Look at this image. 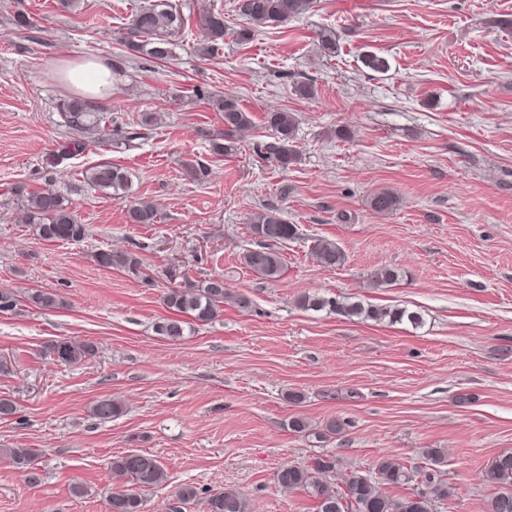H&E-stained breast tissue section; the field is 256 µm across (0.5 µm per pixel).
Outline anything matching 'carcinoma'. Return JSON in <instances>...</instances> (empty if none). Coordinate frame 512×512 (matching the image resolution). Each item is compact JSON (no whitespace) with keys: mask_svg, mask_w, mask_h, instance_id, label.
I'll return each mask as SVG.
<instances>
[{"mask_svg":"<svg viewBox=\"0 0 512 512\" xmlns=\"http://www.w3.org/2000/svg\"><path fill=\"white\" fill-rule=\"evenodd\" d=\"M312 0H238L236 9L244 20V26L236 31L242 41L251 39L258 27L271 22H282L307 12ZM181 25L180 15L166 0L144 5L137 9L129 20L130 32L135 37H143L141 44L134 43L135 51H146L154 59L163 60L174 56L171 37ZM224 19L211 16L206 20L205 37L207 50L213 52L224 42ZM210 102L224 118V134L211 140L212 151L216 154H230L235 150L237 136L252 126L251 113L244 111L238 101L230 96L213 94ZM62 126L72 137L60 152L50 158L55 166L65 159L82 153L86 143L80 139L84 133L100 128L103 117L97 105L89 100L74 97L59 105ZM266 123L274 131V141L265 145L266 156L286 169L297 161L293 143L299 128L300 118L295 112L276 111L267 113ZM84 182L93 190L102 192L114 199H122L129 194L130 180L122 169L110 162H99L85 170ZM396 197L387 191L379 192L371 198L370 207L378 212H389L396 206ZM29 222L36 225L39 236L46 241L81 242L88 236V226L78 221L70 205L62 195L54 191L38 192L27 198ZM128 217L132 224H154L157 211L148 202H137L130 207ZM250 230L256 239V248L243 255L244 264L255 274L268 281L278 280L284 269V261L278 248L294 239L298 229L288 223L280 210L264 208L250 218ZM313 252L326 267L344 265L346 256L343 250L332 242L315 241ZM99 264L107 269L121 268L134 270L138 259L129 252L101 251L97 255ZM231 298L224 278L214 276L188 288H172L163 296L167 308L187 314L194 320L207 323L215 320L223 311L224 301ZM29 301L43 309L55 308L61 304L57 293L35 289L28 294ZM298 304L306 309L322 310L326 307L335 313L374 322L408 321L418 327L422 324L419 313L405 308L377 307L360 302L337 301L317 296H304ZM156 332L170 340L184 336V321L165 319L156 325ZM47 349L57 361L65 365H75L89 359L98 351L90 341H55ZM122 412L121 404L109 397L100 398L93 404L91 414L101 422H109ZM1 453L8 456L19 469L34 474L33 462L37 452L31 448H3ZM423 462L419 466L407 468L386 456L378 459L374 471H362L341 467V460L334 453L314 456L303 466L286 465L277 473L278 483L288 489L303 488L317 500V512H341V501L351 502V512H434L436 503L448 497V487L441 475L444 463L442 452L436 448L422 451ZM112 480L133 481L141 488H149L166 478L164 466L156 456L148 453L127 452L112 458L109 465ZM338 476L340 484L331 486L328 476ZM512 475V452L499 454L491 468L485 472V480L498 484ZM417 483L424 490L411 496L393 498L385 492L387 485ZM108 512H141L142 500L139 495L127 489L113 491L107 501ZM206 512H249V505L243 495L226 489L210 495L206 500ZM490 512H512V490L503 488L492 498Z\"/></svg>","mask_w":512,"mask_h":512,"instance_id":"cac0c4a2","label":"carcinoma"}]
</instances>
